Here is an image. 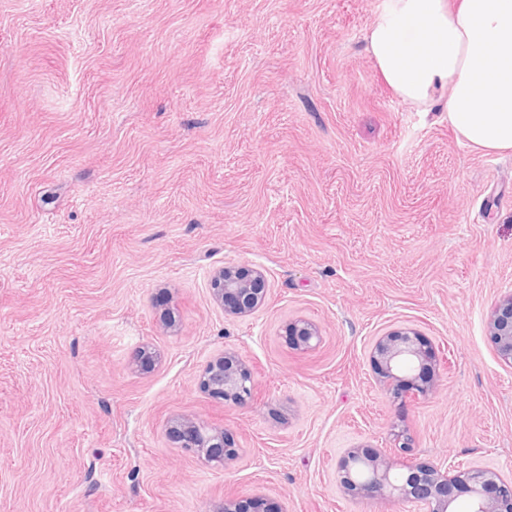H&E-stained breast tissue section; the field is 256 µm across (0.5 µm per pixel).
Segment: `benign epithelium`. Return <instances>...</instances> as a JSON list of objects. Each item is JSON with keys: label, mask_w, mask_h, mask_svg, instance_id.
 <instances>
[{"label": "benign epithelium", "mask_w": 512, "mask_h": 512, "mask_svg": "<svg viewBox=\"0 0 512 512\" xmlns=\"http://www.w3.org/2000/svg\"><path fill=\"white\" fill-rule=\"evenodd\" d=\"M214 302L230 316H242L261 306L266 297L265 277L258 269L243 275L235 268L222 267L211 278ZM296 345L311 349L321 341L317 326L295 320L286 326ZM489 334L499 358L512 366V289L499 299L488 321ZM157 364L150 346L142 347L132 366L147 371ZM376 374L391 393L426 395L437 382V360L413 328H402L380 337L372 352ZM200 385L211 396L243 404L252 396L250 369L233 350L208 361ZM169 435L179 447L206 462L225 466L235 459L237 449L228 442L224 428L206 425L189 416L171 421ZM396 463L387 454L372 448H353L336 462L339 483L362 497L391 504L408 500L420 504L423 512H454L452 506L462 495L469 499V512H512V480L484 468L466 471L442 470L435 466L403 465L395 479ZM215 512H286L284 508L256 494L249 501L226 500Z\"/></svg>", "instance_id": "benign-epithelium-1"}]
</instances>
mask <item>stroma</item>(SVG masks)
<instances>
[{"instance_id": "obj_1", "label": "stroma", "mask_w": 512, "mask_h": 512, "mask_svg": "<svg viewBox=\"0 0 512 512\" xmlns=\"http://www.w3.org/2000/svg\"><path fill=\"white\" fill-rule=\"evenodd\" d=\"M381 7L0 0V512H422L341 487L356 447L512 476V367L487 331L512 286V152L459 139L447 90L425 112L395 94L366 49ZM225 266L263 271L252 314L214 303ZM405 327L436 355L431 394L393 397L371 363ZM146 344L158 363L134 370ZM227 348L243 406L199 384ZM185 415L236 458L178 448ZM289 336H294L296 345L303 349H311L321 341L317 326L307 320H295L286 326ZM243 501L238 500H224V504L213 510L215 512H286L284 508L280 505H275V503L270 502L266 497L260 494H256L249 499V501H245V504H242Z\"/></svg>"}]
</instances>
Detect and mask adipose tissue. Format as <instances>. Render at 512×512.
<instances>
[{
	"label": "adipose tissue",
	"mask_w": 512,
	"mask_h": 512,
	"mask_svg": "<svg viewBox=\"0 0 512 512\" xmlns=\"http://www.w3.org/2000/svg\"><path fill=\"white\" fill-rule=\"evenodd\" d=\"M368 49L402 99L430 108L469 146L512 150V0H383Z\"/></svg>",
	"instance_id": "ef3b65f1"
}]
</instances>
